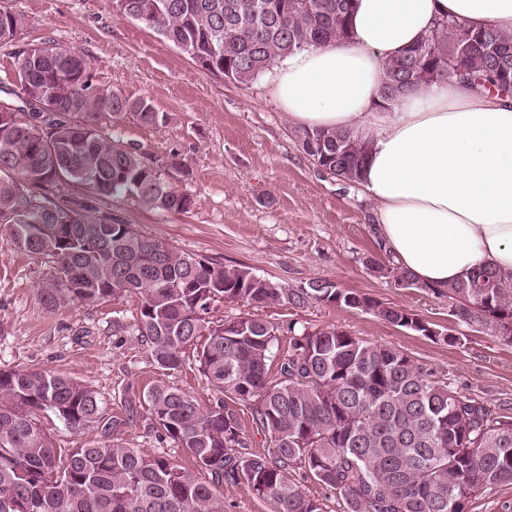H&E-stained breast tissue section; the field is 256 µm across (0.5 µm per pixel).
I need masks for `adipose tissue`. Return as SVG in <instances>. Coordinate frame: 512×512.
Returning a JSON list of instances; mask_svg holds the SVG:
<instances>
[{
	"label": "adipose tissue",
	"mask_w": 512,
	"mask_h": 512,
	"mask_svg": "<svg viewBox=\"0 0 512 512\" xmlns=\"http://www.w3.org/2000/svg\"><path fill=\"white\" fill-rule=\"evenodd\" d=\"M439 18L512 32V0H357L352 37L294 53L270 74L300 128L350 129L370 141L359 186L396 263L444 289L489 267L512 273V98L453 80L378 107L383 62Z\"/></svg>",
	"instance_id": "obj_1"
}]
</instances>
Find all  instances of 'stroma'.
Returning a JSON list of instances; mask_svg holds the SVG:
<instances>
[{
  "label": "stroma",
  "instance_id": "stroma-1",
  "mask_svg": "<svg viewBox=\"0 0 512 512\" xmlns=\"http://www.w3.org/2000/svg\"><path fill=\"white\" fill-rule=\"evenodd\" d=\"M0 7L25 17L17 45L63 43L89 60L97 84L148 99L168 114L165 126L145 127L129 117L113 133L160 157L178 152L189 174L173 183L192 198L191 211H147L128 199L113 201V216L182 251L286 286L329 280L458 337L451 345L334 306L257 308V315L282 328L279 354L288 350V323L309 332L333 325L356 339L400 349L436 379L512 416V345L450 327L447 296L399 287L368 269L367 259L389 260L375 232V201L304 154L267 76L246 86L214 76L142 24L115 15L106 0H0ZM17 45H0L1 101L15 100L20 91ZM54 273L51 258L18 249L8 225L0 224V369L38 368L87 383L108 414L133 417L115 442L193 468L186 452L159 439L143 395L161 382L205 403L215 399L195 351L187 350L178 370L153 365L135 332L139 300L133 295L48 308L39 286Z\"/></svg>",
  "mask_w": 512,
  "mask_h": 512
}]
</instances>
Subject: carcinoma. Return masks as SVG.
Returning <instances> with one entry per match:
<instances>
[{
    "mask_svg": "<svg viewBox=\"0 0 512 512\" xmlns=\"http://www.w3.org/2000/svg\"><path fill=\"white\" fill-rule=\"evenodd\" d=\"M346 0H107L116 15L138 22L233 84L256 81L276 62L310 47L346 41L353 10ZM22 15L0 9V44L17 40ZM429 82L466 81L512 95V32L472 31L435 21L417 44L382 66L378 106ZM19 102L0 101V224L14 245L51 256L57 275L42 283L44 303H95L139 296L136 332L151 362L164 370L197 351L198 370L216 392L205 405L156 384L146 395L162 439L188 452L186 469L112 442L130 416H107L97 391L47 370H0V512H226L220 488L242 483L273 512H326L294 478L296 470L339 496L344 512H468L479 491L512 484V416L444 381L404 352L359 341L328 326L296 333L271 376L278 328L256 315L210 318L217 301L254 307L326 305L360 310L430 339L458 341L410 310L387 306L313 279L295 287L227 267L148 237L102 213L97 203L131 196L149 210L183 214L192 198L166 176L182 170L178 153L158 157L98 127L131 115L162 127L167 113L93 81L86 59L57 42L17 52ZM302 151L327 174L358 183L370 143L350 129L299 128ZM372 270L422 288L410 271L369 261ZM436 293L448 296L457 322L512 344V274L480 269ZM249 410L273 449L248 450L241 417ZM50 412L75 433L103 438L56 446L38 423Z\"/></svg>",
    "mask_w": 512,
    "mask_h": 512,
    "instance_id": "1",
    "label": "carcinoma"
}]
</instances>
